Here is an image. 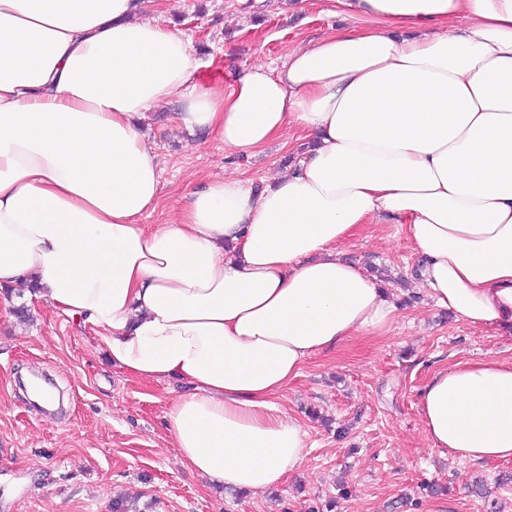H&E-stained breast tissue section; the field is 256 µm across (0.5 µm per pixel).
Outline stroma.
<instances>
[{
    "label": "stroma",
    "instance_id": "35a3bbf8",
    "mask_svg": "<svg viewBox=\"0 0 512 512\" xmlns=\"http://www.w3.org/2000/svg\"><path fill=\"white\" fill-rule=\"evenodd\" d=\"M166 23L187 34L199 81L228 85L231 73L254 62L277 66L288 52L334 28L363 21L333 0H159ZM161 107L138 127L158 156L161 201L147 216L167 222L188 188L224 175L262 189L269 176L303 156L297 130L260 154L239 160L204 134H188ZM365 269L398 280L400 303L391 330L355 337L308 360L280 404L307 433L299 466L266 493L232 495L191 473L165 427L179 381L149 382L112 367L90 327L30 301L26 317L9 321L0 295V512H112L117 496L139 512H307L351 495L338 512H512L511 461L461 464L439 456L425 438L418 392L440 369L464 361L512 363V334L477 329L434 305L418 287L422 258L401 225L370 224L340 244ZM52 379L64 397L45 413L21 386L25 375ZM447 486L427 497L419 485Z\"/></svg>",
    "mask_w": 512,
    "mask_h": 512
}]
</instances>
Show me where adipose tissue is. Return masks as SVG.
<instances>
[{
	"label": "adipose tissue",
	"instance_id": "obj_1",
	"mask_svg": "<svg viewBox=\"0 0 512 512\" xmlns=\"http://www.w3.org/2000/svg\"><path fill=\"white\" fill-rule=\"evenodd\" d=\"M340 2L371 27L224 90L139 0H0V289L91 326L125 373L181 381L166 418L183 464L244 494L303 459L278 403L303 364L396 320L394 288L338 248L357 228L402 224L437 307L512 329V0ZM171 103L239 159L292 126L305 158L143 223L160 169L137 121ZM418 407L440 456L512 460V363L439 370Z\"/></svg>",
	"mask_w": 512,
	"mask_h": 512
}]
</instances>
